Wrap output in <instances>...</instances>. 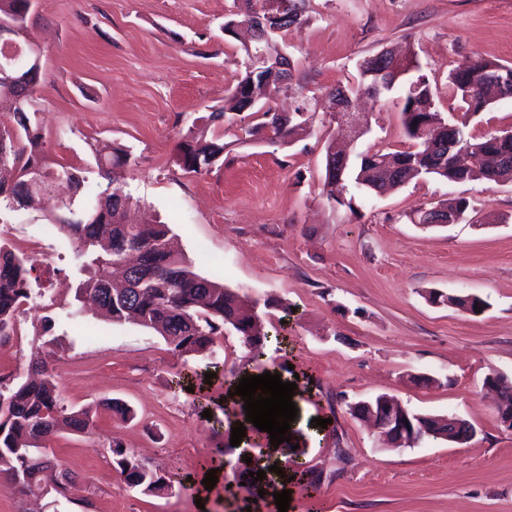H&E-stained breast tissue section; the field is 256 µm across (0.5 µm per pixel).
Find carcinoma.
I'll return each mask as SVG.
<instances>
[{
    "mask_svg": "<svg viewBox=\"0 0 512 512\" xmlns=\"http://www.w3.org/2000/svg\"><path fill=\"white\" fill-rule=\"evenodd\" d=\"M358 90L377 98L391 91L402 80L397 72L410 73L413 59L399 54H375L359 65ZM478 74L466 76L458 71L448 74V94L459 100L463 120L459 129L448 130V122L435 110V93L428 77L420 74L409 82L397 100L407 138L412 145L403 151L375 146L351 161L345 170H325L324 195L328 202L352 206L347 198L348 182L376 191L385 185L398 186L421 175H434L449 182L483 179L493 183L512 182V137L497 134L483 140L467 131L469 117L489 104L482 87L496 84L498 97L512 98V64L483 58L476 60ZM252 78L250 65L237 76L231 90L234 110L246 112L250 121L241 125L242 139L260 137L271 144L285 145L299 132L309 128L310 115L302 104L288 126L280 124L277 113L248 107L252 96L262 99L270 92ZM9 108L10 121L0 122V203L7 210L31 206L34 196L29 181L38 170H49L67 180L75 199L59 208L53 223L59 225L68 240L79 275L75 291L78 302L88 301L105 311L112 321L132 322L159 333L170 351L178 356L210 352L216 338L232 329L241 336L251 359L263 356V321L259 301L232 291L223 284L193 271L188 260L173 252L165 224H133L128 219L131 197L121 189L123 173L136 164L129 148L115 143L89 144L95 158L98 177L107 184L97 185L89 196L88 176L70 164L53 165L44 149L41 126L36 112H18L12 99L0 93V107ZM222 134L203 140L188 128L180 146L179 163L187 173L209 170L211 162L224 153ZM468 152L472 166L459 171L455 155ZM469 201L454 198L441 204L444 214L455 218L465 213ZM136 256V272L120 282L112 280V268L129 256ZM28 260L0 242V344L16 330V312L29 298L31 271ZM31 377L3 394L0 392V477L25 495L42 491L43 462L58 470L56 488L62 491L72 472L50 458L48 442L62 427L88 434L93 420L88 411L68 408L61 397L54 373L38 354L31 355ZM115 463L129 484L143 492L160 495L173 486V480L158 476L142 466L123 449L113 450Z\"/></svg>",
    "mask_w": 512,
    "mask_h": 512,
    "instance_id": "1",
    "label": "carcinoma"
}]
</instances>
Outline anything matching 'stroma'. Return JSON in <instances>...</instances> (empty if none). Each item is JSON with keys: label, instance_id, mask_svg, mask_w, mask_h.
<instances>
[{"label": "stroma", "instance_id": "35a3bbf8", "mask_svg": "<svg viewBox=\"0 0 512 512\" xmlns=\"http://www.w3.org/2000/svg\"><path fill=\"white\" fill-rule=\"evenodd\" d=\"M238 11L237 0H36L27 20L41 49L34 100L52 161L89 168V142L129 147L136 163L122 185L139 219L166 223L199 275L264 302L269 332H286L288 343L267 345L257 365L228 330L216 356L180 358L140 325L71 317L74 265L57 239L34 270L53 282L54 300L21 312L22 340L0 344V363L21 382L41 351L67 406L91 409L95 427L49 443L74 484L33 497L0 479V512H197L192 479L223 460L237 410L225 383L247 368L297 384L291 442L321 483L312 499L303 481L289 482L288 512H512V430L483 388L492 373L512 379V184L427 176L383 194L352 189L348 207L323 195L325 146L338 135L326 93L356 83L364 58L401 48L435 72L442 117L462 120L447 75L481 57L512 63V0H309L303 27L277 38L293 80L272 105L310 101V134L286 146L241 143L228 125L223 157L188 174L183 135L192 126L213 135L204 117L223 108L242 70L240 44L224 33ZM396 98L364 100L369 130L357 150L409 147ZM457 197L470 203L460 223H414L419 210ZM54 205L0 214L9 239L41 234ZM430 290L475 294L489 307L472 315L434 305ZM179 373L201 382V394L173 386ZM382 394L417 413L457 415L476 435L380 447L349 406ZM114 400L131 419L112 412ZM117 444L176 486L163 495L129 486L113 461ZM207 496L208 512H277L272 488L244 483L236 464Z\"/></svg>", "mask_w": 512, "mask_h": 512}]
</instances>
